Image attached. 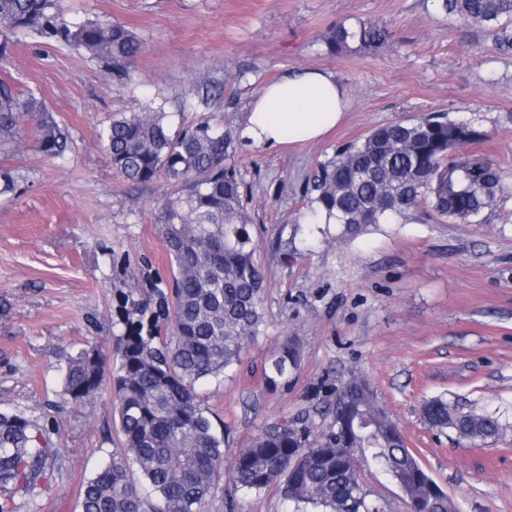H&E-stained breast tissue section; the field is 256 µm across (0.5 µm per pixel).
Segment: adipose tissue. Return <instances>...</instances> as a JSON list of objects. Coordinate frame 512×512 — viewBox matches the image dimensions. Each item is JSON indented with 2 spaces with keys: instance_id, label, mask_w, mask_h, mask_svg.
<instances>
[{
  "instance_id": "obj_1",
  "label": "adipose tissue",
  "mask_w": 512,
  "mask_h": 512,
  "mask_svg": "<svg viewBox=\"0 0 512 512\" xmlns=\"http://www.w3.org/2000/svg\"><path fill=\"white\" fill-rule=\"evenodd\" d=\"M349 105L347 89L332 72L300 69L260 89L239 136L262 148L313 142L343 120Z\"/></svg>"
}]
</instances>
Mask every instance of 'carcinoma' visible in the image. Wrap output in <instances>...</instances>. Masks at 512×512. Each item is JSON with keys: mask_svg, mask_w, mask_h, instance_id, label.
<instances>
[{"mask_svg": "<svg viewBox=\"0 0 512 512\" xmlns=\"http://www.w3.org/2000/svg\"><path fill=\"white\" fill-rule=\"evenodd\" d=\"M438 8L483 28L496 50L512 55V0H437ZM30 32L69 45L97 61L125 88L134 83L143 43L108 17H67L61 0H0V59L11 55L10 35ZM393 39L377 21L339 25L323 39L337 53L356 42L376 51ZM29 121L40 152L63 156L68 134L35 96L0 81V142ZM166 101L152 98L133 112L113 113L98 137L125 180L146 185L165 176L177 187L157 224L170 264V287L119 292L113 324L121 328L112 357L97 348L69 359L63 383L74 401L110 387L122 439L112 461L80 491V512H204L223 480L259 493L280 488L292 512H381L360 487L356 464H372L404 490L414 512H454L448 495L408 448L399 427L361 376L318 384L321 421L310 411L264 424L224 466L226 433L197 391L241 362L248 340L264 324V272L248 213L251 187L236 162V127L208 121L171 133ZM488 134L447 115L401 119L373 127L343 145L305 186L313 219L338 220L334 241L416 215L423 221L479 222L508 189L504 172L470 146ZM18 176L0 168V196L16 191ZM301 347L286 336L260 367L265 390L288 387L301 368ZM424 419L471 441H486L502 425L488 413L448 408L429 400ZM55 453L42 430L20 413L0 412V489L40 493Z\"/></svg>", "mask_w": 512, "mask_h": 512, "instance_id": "carcinoma-1", "label": "carcinoma"}]
</instances>
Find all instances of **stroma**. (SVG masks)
<instances>
[{
  "label": "stroma",
  "mask_w": 512,
  "mask_h": 512,
  "mask_svg": "<svg viewBox=\"0 0 512 512\" xmlns=\"http://www.w3.org/2000/svg\"><path fill=\"white\" fill-rule=\"evenodd\" d=\"M68 16H107L143 42L134 93L119 92L99 64L28 33L0 60V80L34 95L69 134L50 159L33 126L0 146V166L19 176L0 198V411L19 412L57 452L35 505L19 512H79L85 481L119 446L108 393L73 402L64 393L70 356L88 345L111 353L116 290L145 287L142 262L162 273L168 259L155 216L174 188L166 179L126 182L98 139L112 113L155 94L168 98L172 126L203 119L241 123L266 83L312 68L332 72L351 105L318 143L276 150L239 146L252 184L248 212L265 266L263 335L243 363L201 382L200 393L230 431L232 459L268 421L309 404L320 380L364 376L456 512H512V197L480 224L410 216L344 243L325 242L305 217L303 188L318 163L374 126L444 112L488 132L474 145L512 176V55L488 33L461 25L435 0H63ZM388 25L394 43L369 53L350 44L329 54L338 24ZM219 90L209 106L196 94ZM297 337L301 369L288 388L267 392L256 368L283 336ZM499 418L496 440L472 443L430 428L425 401ZM277 488L255 493L221 482L206 512H286Z\"/></svg>",
  "instance_id": "stroma-1"
}]
</instances>
